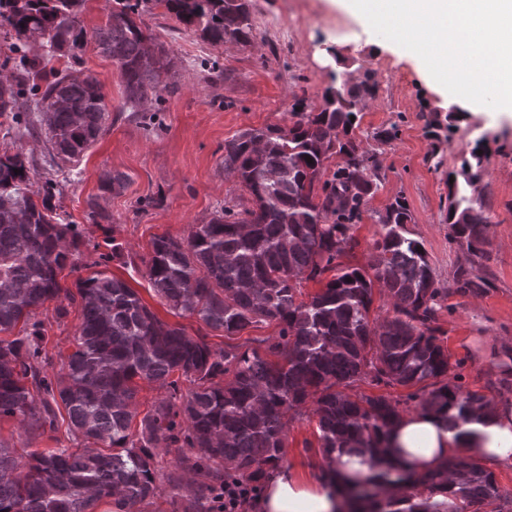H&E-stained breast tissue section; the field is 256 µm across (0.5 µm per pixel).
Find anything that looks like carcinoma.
Masks as SVG:
<instances>
[{"label":"carcinoma","instance_id":"obj_1","mask_svg":"<svg viewBox=\"0 0 512 512\" xmlns=\"http://www.w3.org/2000/svg\"><path fill=\"white\" fill-rule=\"evenodd\" d=\"M85 2L0 0L9 52L0 68L10 71L0 76V117L18 120L19 101L30 95L40 113L33 132L45 130L59 169L79 162L107 131L110 112L92 73L50 67L55 58L78 60L87 39ZM153 2L209 43L253 41L251 0H112L92 39L119 70L123 108L133 112L177 87L169 49L143 28ZM35 45L42 52H31ZM370 94V86L334 73L319 112L305 111L297 98L290 125L225 140L224 172L249 193L252 206L227 202L187 237L152 240L149 257L141 259L149 285L171 310L223 333L229 342L219 349L159 319L125 280L105 270L78 278L72 289L62 286L59 275L74 266L83 231L63 223L52 180L34 189L33 161L21 151L0 155V419L16 420L34 437L63 424L84 443L18 456L0 440V512H95L103 502L140 512L163 491L175 512H212L224 484L258 489L281 466L290 422L309 399L323 458L347 450L369 466L363 480L342 488L348 512H480L482 506L512 512V492L463 458L431 474L401 476L402 466L385 451L400 401L349 393L365 381L415 387L407 400L446 412L453 429L488 403L458 384L441 344L448 288L436 280L423 241L411 237L405 198L379 217L368 263L341 262L380 183L378 153L362 146L359 122L351 121ZM478 150L463 158L461 179L448 184L451 239L467 254L453 275L461 295L484 286L475 260L485 257L491 215L474 206L468 191L482 168ZM333 156L341 165L326 179L325 162ZM308 281L323 288L305 300ZM376 287L392 309L381 320L370 318ZM52 302L58 320L72 305L81 311L73 351L58 370L39 318ZM20 322L25 335L8 337ZM272 322L276 336L230 342ZM139 380L168 390L141 417ZM172 451L174 468L165 471L159 459ZM402 482L399 497L384 494V485ZM443 489L454 500L451 509L432 501Z\"/></svg>","mask_w":512,"mask_h":512}]
</instances>
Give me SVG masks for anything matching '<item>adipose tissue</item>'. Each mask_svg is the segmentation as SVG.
Segmentation results:
<instances>
[{
  "mask_svg": "<svg viewBox=\"0 0 512 512\" xmlns=\"http://www.w3.org/2000/svg\"><path fill=\"white\" fill-rule=\"evenodd\" d=\"M393 458L423 474L461 451L481 465L512 464V409L488 403L462 430L448 429L442 415L418 412L390 426ZM261 512H337L339 500L327 485L300 478L290 469L271 475L259 501Z\"/></svg>",
  "mask_w": 512,
  "mask_h": 512,
  "instance_id": "1",
  "label": "adipose tissue"
}]
</instances>
